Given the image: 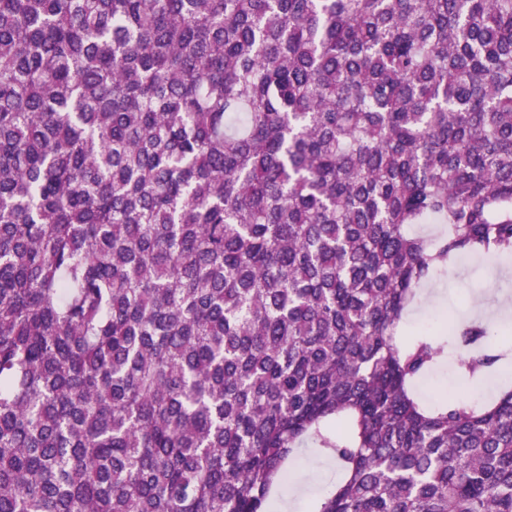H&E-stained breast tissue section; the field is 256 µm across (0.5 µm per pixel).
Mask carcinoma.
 Here are the masks:
<instances>
[{
	"instance_id": "1",
	"label": "carcinoma",
	"mask_w": 512,
	"mask_h": 512,
	"mask_svg": "<svg viewBox=\"0 0 512 512\" xmlns=\"http://www.w3.org/2000/svg\"><path fill=\"white\" fill-rule=\"evenodd\" d=\"M464 256L512 0H0V512H272L307 441L315 512H512V330L407 322ZM452 368L447 365L444 369L432 374L425 381V390L430 396H437L443 392L447 387L448 391L452 388L458 390V388L452 383L454 377Z\"/></svg>"
}]
</instances>
